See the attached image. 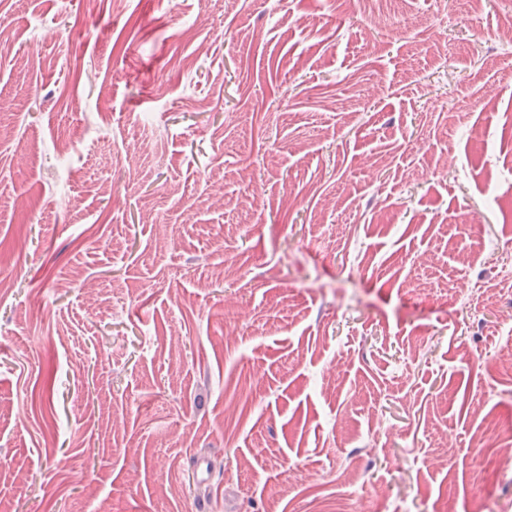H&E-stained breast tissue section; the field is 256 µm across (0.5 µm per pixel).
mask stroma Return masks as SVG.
I'll list each match as a JSON object with an SVG mask.
<instances>
[{
    "label": "stroma",
    "mask_w": 512,
    "mask_h": 512,
    "mask_svg": "<svg viewBox=\"0 0 512 512\" xmlns=\"http://www.w3.org/2000/svg\"><path fill=\"white\" fill-rule=\"evenodd\" d=\"M510 23L0 0V512H512Z\"/></svg>",
    "instance_id": "obj_1"
}]
</instances>
